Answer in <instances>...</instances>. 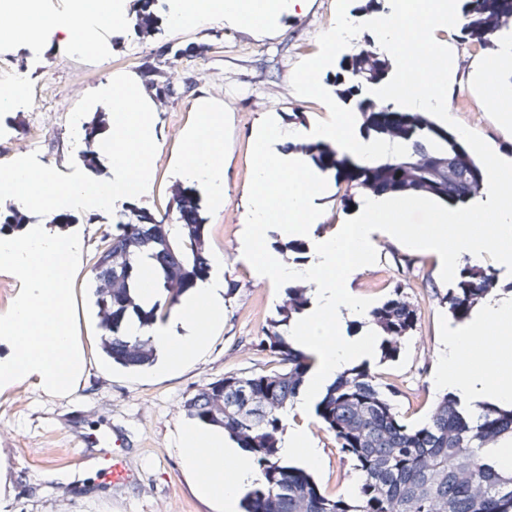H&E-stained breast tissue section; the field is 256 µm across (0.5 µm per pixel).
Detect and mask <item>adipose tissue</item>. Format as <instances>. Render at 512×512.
<instances>
[{"label":"adipose tissue","mask_w":512,"mask_h":512,"mask_svg":"<svg viewBox=\"0 0 512 512\" xmlns=\"http://www.w3.org/2000/svg\"><path fill=\"white\" fill-rule=\"evenodd\" d=\"M281 2L294 10L301 0H197L193 5L177 0L170 21L176 27L189 18L204 20L223 15L256 26L268 20ZM74 10L80 22L78 44L85 49L100 45L103 27L122 21L121 14L101 13L95 0H75ZM219 124V116L207 112L197 129L182 136L188 148L186 174L208 192L218 208L224 205ZM223 269V256H213L211 275L197 284L191 297L181 299L174 319L144 332L163 352L168 366L191 360L218 320L224 292ZM437 355L438 388L453 394L463 405L485 400L512 401V298L489 295L469 320L448 330ZM175 446L184 466L200 471L201 492L217 497L224 512H238L242 493L259 477L252 458L239 449L225 447L218 438L191 429L177 437Z\"/></svg>","instance_id":"obj_1"}]
</instances>
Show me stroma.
<instances>
[{
    "label": "stroma",
    "mask_w": 512,
    "mask_h": 512,
    "mask_svg": "<svg viewBox=\"0 0 512 512\" xmlns=\"http://www.w3.org/2000/svg\"><path fill=\"white\" fill-rule=\"evenodd\" d=\"M171 5L172 0H154V27L140 31L130 23L104 30L100 50L85 53L72 50L52 24L69 14L71 0H42L50 26L37 38L0 44V55H10L20 69L33 72L27 100L0 106V130L25 125L35 110L68 118L86 93L125 73L153 110L158 157L148 194L123 198L112 212L60 209L50 223L36 214L31 217L48 233L80 236L73 292L84 368L82 386L73 395L55 396L30 385L22 390L0 388V427L5 430L0 436V512H221L220 502L203 495L196 475L180 462L173 437L188 425L184 405L199 389L228 373L249 375L270 368L259 338L288 289L267 285L259 315L250 317L257 273L237 257L244 231L238 217L249 194L243 173L265 117L278 120L283 135L277 149L290 155L303 143L302 128L328 119L323 103L293 91L291 77L299 62L317 54L323 19L336 0H306L303 9L281 11L261 27L218 15L175 28L168 22ZM444 40L464 62L451 74L448 99L464 92L481 97L503 91L507 74L488 73V53L481 45L461 42L453 33ZM205 112L222 119L224 207L216 209L204 197L200 213L206 224L205 254L228 258L223 313L207 346L179 368L161 362L137 372L113 367L99 349L94 267L121 215L140 211L157 217L167 212L175 190L198 191V184L185 174L186 147L176 135L197 128ZM349 184L348 178L339 177L318 201L324 236H332L362 201L360 194L346 195ZM372 239L377 262L352 274L346 288L377 303L398 287L416 306L418 327L399 358L382 362L374 356L370 367L397 386L398 411L406 422L417 424L439 395L434 349L452 323L439 301L448 286L434 253L409 249L381 231ZM296 421L318 438L323 465L318 484L331 494L354 490L359 474L337 448L334 435L315 414L297 416ZM106 423L124 433L122 454L138 476L133 486L103 491L86 483L97 458L85 437Z\"/></svg>",
    "instance_id": "35a3bbf8"
}]
</instances>
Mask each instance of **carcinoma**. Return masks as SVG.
<instances>
[{
    "instance_id": "cac0c4a2",
    "label": "carcinoma",
    "mask_w": 512,
    "mask_h": 512,
    "mask_svg": "<svg viewBox=\"0 0 512 512\" xmlns=\"http://www.w3.org/2000/svg\"><path fill=\"white\" fill-rule=\"evenodd\" d=\"M461 37L476 41L489 53L497 50L498 34L512 30V15L490 22L482 0H466ZM404 141L416 163L403 156L380 167L410 169L396 177L390 193L432 194L463 203L484 189V165L460 141L421 113L407 112ZM315 162L331 157V145L318 141L304 147ZM205 225L192 222L147 223L132 212L116 224L98 259L94 281L96 317L102 330L100 350L114 367L140 371L153 366L157 351L148 338H130L127 324L151 328L163 321L193 283L208 273L203 256ZM146 252L153 265L141 267L135 257ZM159 277L165 300L142 299L139 284ZM119 287L106 292L104 282ZM497 286L490 268L465 266L456 287L440 298L448 315L460 321ZM308 304L306 290L290 288L259 341L279 369L250 375L226 374L200 389L186 403L189 420L221 431L254 456L260 479L240 501V512H512V468L482 449L512 442V406L484 404L464 408L445 394L427 420L406 423L392 397L397 388L385 383L365 363L346 368L315 404V414L336 438V447L355 462L361 473L357 491L330 495L304 468L279 455L281 412L305 387L314 360L283 334ZM380 337L381 358L395 360L402 343L416 330L415 307L397 288L372 308L366 321Z\"/></svg>"
}]
</instances>
